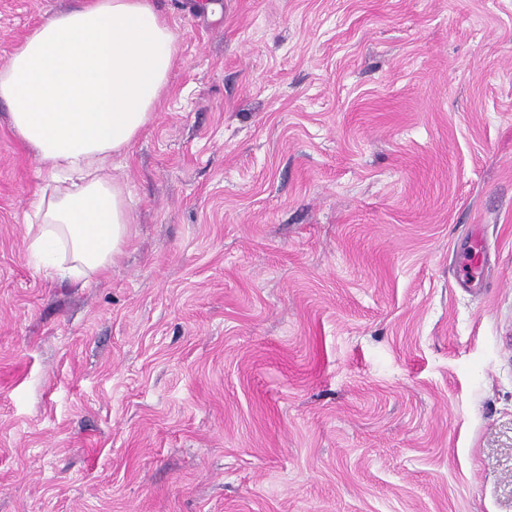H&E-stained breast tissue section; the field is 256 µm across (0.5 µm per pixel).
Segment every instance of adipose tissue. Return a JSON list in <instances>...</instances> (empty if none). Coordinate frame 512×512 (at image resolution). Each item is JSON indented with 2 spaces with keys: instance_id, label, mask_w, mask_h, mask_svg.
Returning <instances> with one entry per match:
<instances>
[{
  "instance_id": "adipose-tissue-1",
  "label": "adipose tissue",
  "mask_w": 512,
  "mask_h": 512,
  "mask_svg": "<svg viewBox=\"0 0 512 512\" xmlns=\"http://www.w3.org/2000/svg\"><path fill=\"white\" fill-rule=\"evenodd\" d=\"M177 42L153 0H76L0 66L10 125L45 168L27 247L46 277L86 281L121 255L133 218L110 166L152 122Z\"/></svg>"
}]
</instances>
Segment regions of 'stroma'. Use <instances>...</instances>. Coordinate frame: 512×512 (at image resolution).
<instances>
[{
	"mask_svg": "<svg viewBox=\"0 0 512 512\" xmlns=\"http://www.w3.org/2000/svg\"><path fill=\"white\" fill-rule=\"evenodd\" d=\"M203 2L85 286L0 102V512H512V0Z\"/></svg>",
	"mask_w": 512,
	"mask_h": 512,
	"instance_id": "1",
	"label": "stroma"
}]
</instances>
